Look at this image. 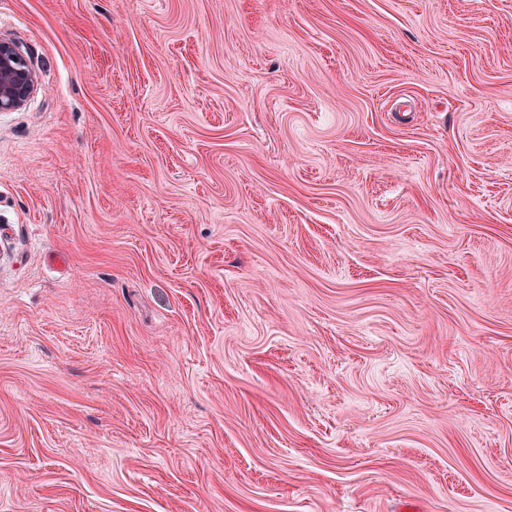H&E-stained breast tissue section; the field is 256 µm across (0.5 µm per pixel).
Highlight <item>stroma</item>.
<instances>
[{"instance_id":"35a3bbf8","label":"stroma","mask_w":512,"mask_h":512,"mask_svg":"<svg viewBox=\"0 0 512 512\" xmlns=\"http://www.w3.org/2000/svg\"><path fill=\"white\" fill-rule=\"evenodd\" d=\"M0 512H512V0H0ZM36 76L17 46L0 40V112L22 107L36 88Z\"/></svg>"}]
</instances>
